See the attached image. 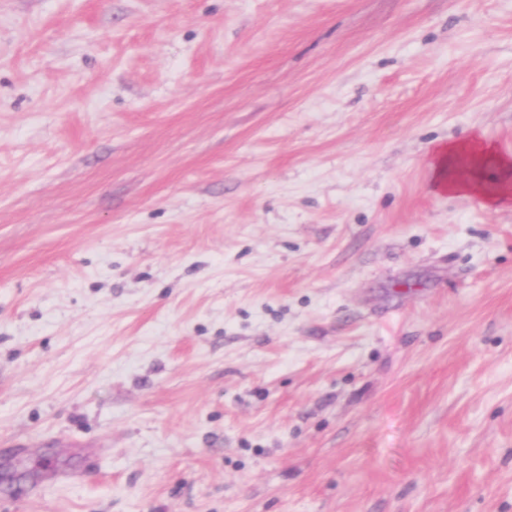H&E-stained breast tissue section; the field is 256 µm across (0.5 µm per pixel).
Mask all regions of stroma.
Returning <instances> with one entry per match:
<instances>
[{"instance_id": "obj_1", "label": "stroma", "mask_w": 512, "mask_h": 512, "mask_svg": "<svg viewBox=\"0 0 512 512\" xmlns=\"http://www.w3.org/2000/svg\"><path fill=\"white\" fill-rule=\"evenodd\" d=\"M472 136L512 0H0V512H512ZM463 159L476 165V174L466 175L461 172L460 163ZM489 164L499 167L506 174L512 171V162L508 158L500 156L489 143L479 139L441 144L436 150L438 185L450 195L479 194L489 206L499 205L509 198L510 190L506 183L493 189L481 181L479 171Z\"/></svg>"}]
</instances>
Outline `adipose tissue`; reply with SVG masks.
Listing matches in <instances>:
<instances>
[{"label":"adipose tissue","mask_w":512,"mask_h":512,"mask_svg":"<svg viewBox=\"0 0 512 512\" xmlns=\"http://www.w3.org/2000/svg\"><path fill=\"white\" fill-rule=\"evenodd\" d=\"M465 159L474 163L478 170L492 164L503 172L512 171V160L500 156L489 143L473 139L442 144L436 150V176L441 190L457 196L478 194L491 206L499 205L512 196V189L508 186L487 187L478 172L474 175L462 173L460 163Z\"/></svg>","instance_id":"adipose-tissue-1"}]
</instances>
